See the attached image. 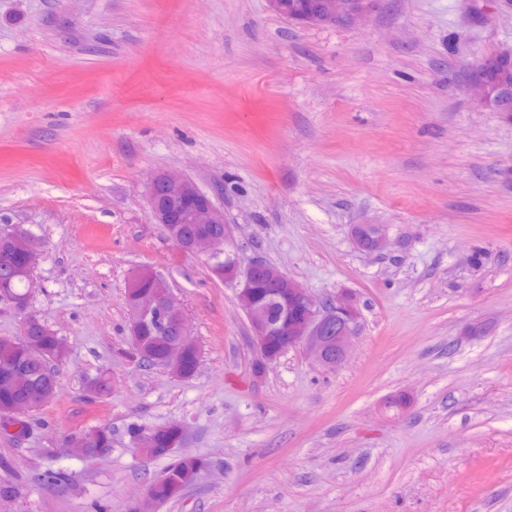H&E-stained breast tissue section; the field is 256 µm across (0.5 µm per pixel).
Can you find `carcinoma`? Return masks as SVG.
Instances as JSON below:
<instances>
[{
  "label": "carcinoma",
  "mask_w": 512,
  "mask_h": 512,
  "mask_svg": "<svg viewBox=\"0 0 512 512\" xmlns=\"http://www.w3.org/2000/svg\"><path fill=\"white\" fill-rule=\"evenodd\" d=\"M12 246L8 238L0 236V293L8 294L19 300L29 298L32 271L9 262ZM166 336L148 334L139 338V352L143 364L150 366L154 357L159 355ZM59 355L55 351V333L44 323L31 327L26 333L16 338L0 339V369L18 366L22 375L12 387L0 392V426H16V434L26 431V421L15 420L11 410L33 395L48 403L58 395L59 383L54 366ZM87 390L95 396H106L112 390L111 378L101 373L87 382ZM179 436V431L172 426L158 436L152 456L160 457L169 453L168 444ZM112 444V430L106 427H93L74 433L68 438V446L79 448H108ZM201 461L197 458H183L174 463L166 474L150 487V495L158 502L170 501L197 479Z\"/></svg>",
  "instance_id": "obj_1"
}]
</instances>
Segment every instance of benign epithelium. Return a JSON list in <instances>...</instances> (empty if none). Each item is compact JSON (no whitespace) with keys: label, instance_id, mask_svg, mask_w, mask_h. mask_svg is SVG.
Returning a JSON list of instances; mask_svg holds the SVG:
<instances>
[{"label":"benign epithelium","instance_id":"7a95c632","mask_svg":"<svg viewBox=\"0 0 512 512\" xmlns=\"http://www.w3.org/2000/svg\"><path fill=\"white\" fill-rule=\"evenodd\" d=\"M369 0H318L314 9L291 16L302 26L323 25L338 20L357 22L368 12ZM512 57L505 48L485 58L477 67L470 91L483 105L489 104V73L498 62ZM148 198L154 222L161 225L167 236L183 251L205 254L214 260L212 270L219 278L236 280L241 309L248 316L250 338L262 368L276 362L280 353L302 346L315 354L318 362L333 368L345 359L350 339L355 335L360 311L355 296L342 291L330 301L315 299L306 288L285 274L279 267L262 259L240 265L236 256L223 250L214 235L213 225L224 223V212L188 178L176 172L155 175L148 186ZM182 224L192 225L183 234ZM358 247L368 253L381 252L387 246L382 230L375 224L354 226ZM13 251L31 268L36 267L40 249L38 243L19 228L6 231ZM269 274L275 288L262 294L258 290V271ZM127 305L131 313L128 356L140 360L136 352L137 337L152 327L180 337L164 346L159 366L172 372L182 369L185 361L198 355L183 308L175 301L167 283L153 270L142 268L131 276ZM280 306V318L271 321L264 316L268 303Z\"/></svg>","mask_w":512,"mask_h":512}]
</instances>
